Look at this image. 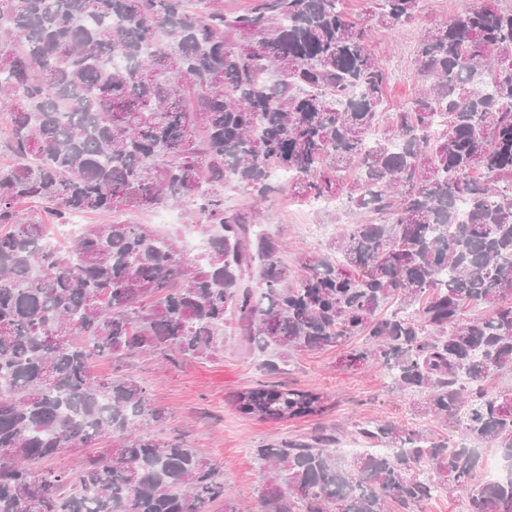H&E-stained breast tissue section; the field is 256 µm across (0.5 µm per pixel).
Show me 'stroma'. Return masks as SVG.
Returning a JSON list of instances; mask_svg holds the SVG:
<instances>
[{"mask_svg":"<svg viewBox=\"0 0 512 512\" xmlns=\"http://www.w3.org/2000/svg\"><path fill=\"white\" fill-rule=\"evenodd\" d=\"M471 4L472 0H420L416 20L392 34L372 19V0H343L346 14L366 24L367 46L381 57L389 73L386 111L407 108L418 90L413 51L424 29L464 12ZM355 219L345 203L318 209L313 199L284 190L270 193L254 215L255 223L278 240V257L294 281L302 274L299 259L324 254L328 241ZM344 355V350L333 348L294 351L283 370L269 372L262 367L269 352L248 348L240 337L228 335L223 354L213 359L186 360L174 354L132 356L115 363L103 358L94 362L93 369L104 378L117 374L145 383L153 401L165 411L164 434L181 436L218 464L240 512H262L258 490L272 474L259 461L257 450L266 443L339 424L345 428L340 438L345 446L353 441L351 425L368 419L450 433L449 424L421 409L420 396L394 390L386 370L345 367ZM260 382L322 394L327 409L317 416L279 422L241 414L235 406L236 394Z\"/></svg>","mask_w":512,"mask_h":512,"instance_id":"35a3bbf8","label":"stroma"}]
</instances>
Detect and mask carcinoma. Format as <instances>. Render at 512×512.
Listing matches in <instances>:
<instances>
[{
  "label": "carcinoma",
  "mask_w": 512,
  "mask_h": 512,
  "mask_svg": "<svg viewBox=\"0 0 512 512\" xmlns=\"http://www.w3.org/2000/svg\"><path fill=\"white\" fill-rule=\"evenodd\" d=\"M341 2L254 0L230 18L223 0H0V512H238L211 460L159 436L146 387L92 371L117 354L209 358L229 326L281 360L362 336L349 365L387 368L459 429L359 423L380 451L349 460L331 426L264 444L286 487L265 485L263 512H422L453 492L464 512H512V479L477 481L485 448L512 459V387L490 385L512 368V9L474 0L426 29L421 89L384 119L387 71ZM374 2L390 31L419 4ZM275 170L363 215L294 286L252 213L224 208L228 183L263 199ZM28 201L58 224L186 201L208 247L192 261L124 222L62 247ZM324 402L264 383L235 399L271 421ZM75 451L78 470L46 465Z\"/></svg>",
  "instance_id": "carcinoma-1"
}]
</instances>
